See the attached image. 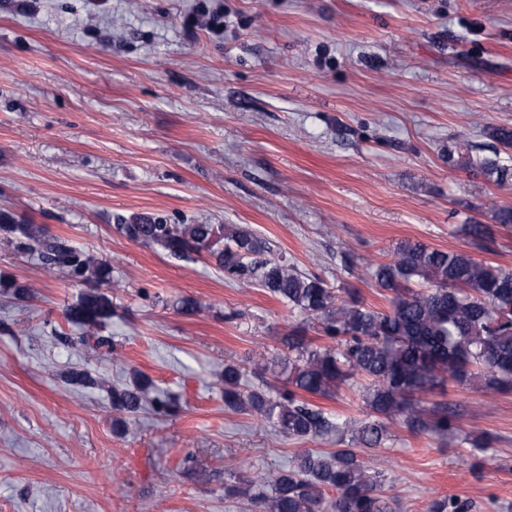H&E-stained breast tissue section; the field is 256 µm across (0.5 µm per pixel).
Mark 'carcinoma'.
Listing matches in <instances>:
<instances>
[{
	"label": "carcinoma",
	"instance_id": "1",
	"mask_svg": "<svg viewBox=\"0 0 512 512\" xmlns=\"http://www.w3.org/2000/svg\"><path fill=\"white\" fill-rule=\"evenodd\" d=\"M460 163L501 181L508 176V169L491 159L467 156ZM115 228L174 260H214L225 279L264 288L304 321L316 322L329 341L314 346L305 328L293 327L284 338L287 354L252 361L253 383L240 365L224 364V409L257 417L291 439L334 434L337 445L333 451L306 448L272 472L243 463L224 483V498L248 496L259 512H391L387 477L370 471L360 454L387 447L389 422L413 435L453 438L476 459L491 447L488 434L463 431L448 403H430L428 397L445 395L450 380L490 396L512 392V269L466 251L407 240L393 248L389 260L372 267L375 287L388 302L380 310L365 304L356 288L339 293L320 276L271 256L269 240L239 225L172 224L160 216L137 215L118 218ZM461 232L475 242L491 236L487 224H464ZM0 235L46 269L86 286L65 309V320L82 331V345L112 346L102 335L114 313L112 298L100 290L112 286L109 265L7 211L0 212ZM0 293L23 300L29 286L0 276ZM270 376L281 385L272 386ZM68 381L86 388L100 384L84 369L71 370ZM151 387V379L141 375L130 387L110 390L116 431L133 423ZM343 387L358 393L364 418L342 419L306 399L332 398ZM472 507L457 496H443L429 503L428 512Z\"/></svg>",
	"mask_w": 512,
	"mask_h": 512
}]
</instances>
